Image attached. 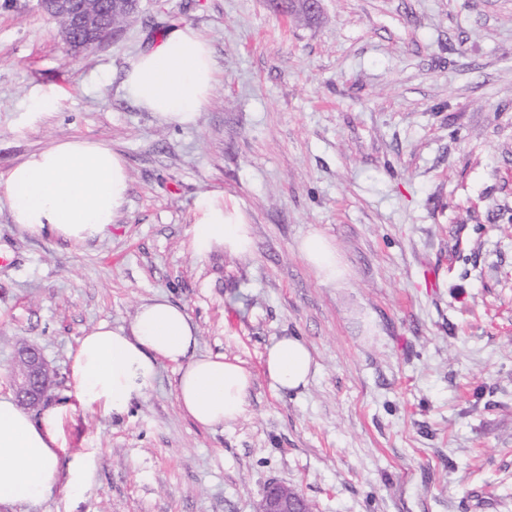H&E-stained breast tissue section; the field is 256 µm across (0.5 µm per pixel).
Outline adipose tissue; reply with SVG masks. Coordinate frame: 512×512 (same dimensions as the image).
<instances>
[{
	"instance_id": "ef3b65f1",
	"label": "adipose tissue",
	"mask_w": 512,
	"mask_h": 512,
	"mask_svg": "<svg viewBox=\"0 0 512 512\" xmlns=\"http://www.w3.org/2000/svg\"><path fill=\"white\" fill-rule=\"evenodd\" d=\"M216 75L209 40L177 23L134 57L123 91L161 123L194 126ZM129 181L122 154L95 140L73 138L15 164L0 179V207L29 235L84 245L109 235L126 204ZM196 209L190 240L196 257L216 249L250 256L251 230L238 208L205 194ZM299 251L324 283L342 280L336 249L323 233L309 232ZM197 346V329L186 310L164 297L151 299L138 307L129 326L103 321L84 333L71 362V395L83 409L123 415L154 388L161 364L169 362L178 367V406L196 425L214 429L243 418L252 374L226 356L197 353ZM315 370L310 348L297 337H278L267 348L265 375L275 390L304 387ZM63 413V406L50 405L35 416L13 395L0 394V504H38L60 483L74 500L94 488L92 455L76 457L67 470L58 468Z\"/></svg>"
}]
</instances>
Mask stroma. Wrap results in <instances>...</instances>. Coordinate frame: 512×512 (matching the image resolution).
Wrapping results in <instances>:
<instances>
[{"mask_svg":"<svg viewBox=\"0 0 512 512\" xmlns=\"http://www.w3.org/2000/svg\"><path fill=\"white\" fill-rule=\"evenodd\" d=\"M209 39L218 83L197 126L124 98L133 58L174 23ZM38 91L61 96L32 116ZM75 137L122 153L130 185L109 238L33 237L0 211V390L16 349L54 371L59 470L96 486L37 512H254L269 482L314 512H512V0H141L71 56L37 0H0V177ZM205 193L241 210L253 249H190ZM319 230L346 269L323 283L298 251ZM166 296L198 353L253 375L244 418L206 430L174 365L107 416L69 406L83 333ZM299 337L316 371L275 392L264 355Z\"/></svg>","mask_w":512,"mask_h":512,"instance_id":"1","label":"stroma"}]
</instances>
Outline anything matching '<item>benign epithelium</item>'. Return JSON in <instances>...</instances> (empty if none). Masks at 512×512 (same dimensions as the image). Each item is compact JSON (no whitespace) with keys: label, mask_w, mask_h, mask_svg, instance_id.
<instances>
[{"label":"benign epithelium","mask_w":512,"mask_h":512,"mask_svg":"<svg viewBox=\"0 0 512 512\" xmlns=\"http://www.w3.org/2000/svg\"><path fill=\"white\" fill-rule=\"evenodd\" d=\"M42 10L61 24V32L74 55L94 48L112 36L118 23L139 12L140 0H39ZM17 361L24 365L16 386L20 404L29 408L40 403L50 383L49 368L33 348H25ZM254 512H310L308 501L280 483H271L256 503Z\"/></svg>","instance_id":"obj_1"}]
</instances>
